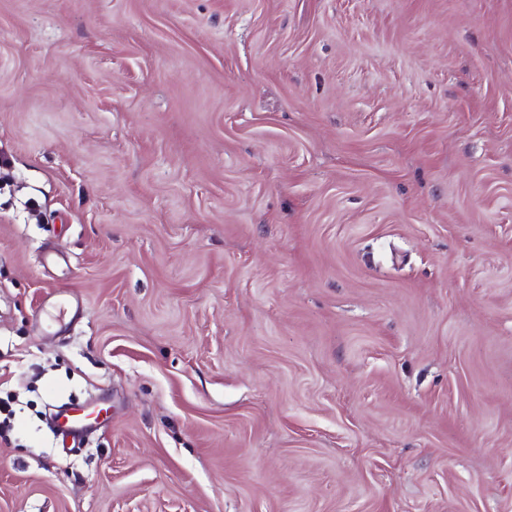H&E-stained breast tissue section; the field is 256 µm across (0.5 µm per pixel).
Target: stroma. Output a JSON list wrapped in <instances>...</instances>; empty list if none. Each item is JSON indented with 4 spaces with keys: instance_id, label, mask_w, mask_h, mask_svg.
I'll return each mask as SVG.
<instances>
[{
    "instance_id": "35a3bbf8",
    "label": "stroma",
    "mask_w": 512,
    "mask_h": 512,
    "mask_svg": "<svg viewBox=\"0 0 512 512\" xmlns=\"http://www.w3.org/2000/svg\"><path fill=\"white\" fill-rule=\"evenodd\" d=\"M1 391L0 512H512V0H0ZM55 425L64 434L65 443L79 444L92 430V415L96 413V403H70L58 409Z\"/></svg>"
}]
</instances>
